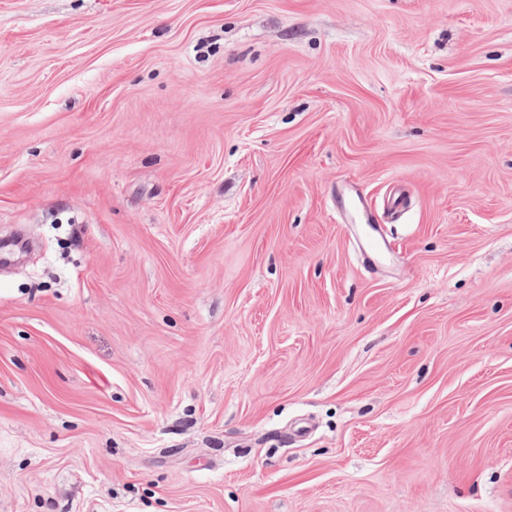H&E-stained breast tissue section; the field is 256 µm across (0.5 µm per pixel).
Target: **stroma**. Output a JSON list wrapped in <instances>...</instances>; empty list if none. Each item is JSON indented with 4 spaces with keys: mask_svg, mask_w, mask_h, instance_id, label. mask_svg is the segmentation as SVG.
I'll return each instance as SVG.
<instances>
[{
    "mask_svg": "<svg viewBox=\"0 0 512 512\" xmlns=\"http://www.w3.org/2000/svg\"><path fill=\"white\" fill-rule=\"evenodd\" d=\"M17 228L0 512H512V0H0Z\"/></svg>",
    "mask_w": 512,
    "mask_h": 512,
    "instance_id": "1",
    "label": "stroma"
}]
</instances>
